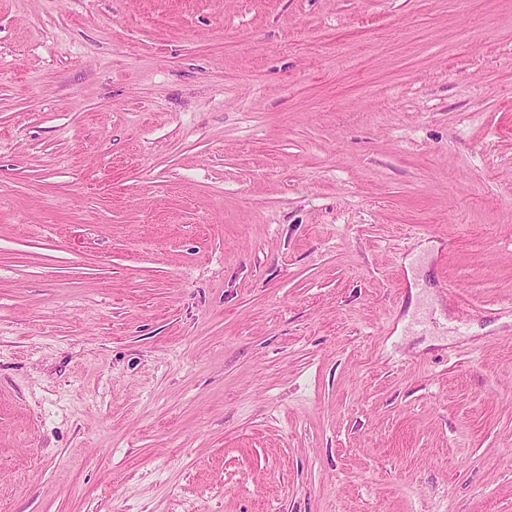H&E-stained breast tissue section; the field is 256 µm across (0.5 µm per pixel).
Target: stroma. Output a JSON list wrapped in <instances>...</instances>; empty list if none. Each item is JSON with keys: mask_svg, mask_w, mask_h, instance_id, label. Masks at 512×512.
<instances>
[{"mask_svg": "<svg viewBox=\"0 0 512 512\" xmlns=\"http://www.w3.org/2000/svg\"><path fill=\"white\" fill-rule=\"evenodd\" d=\"M0 512H512V0H0Z\"/></svg>", "mask_w": 512, "mask_h": 512, "instance_id": "35a3bbf8", "label": "stroma"}]
</instances>
